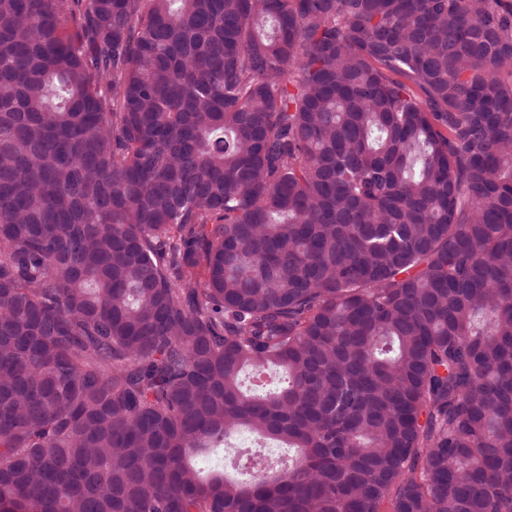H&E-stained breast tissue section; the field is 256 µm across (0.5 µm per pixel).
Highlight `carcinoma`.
Here are the masks:
<instances>
[{
	"label": "carcinoma",
	"instance_id": "1",
	"mask_svg": "<svg viewBox=\"0 0 512 512\" xmlns=\"http://www.w3.org/2000/svg\"><path fill=\"white\" fill-rule=\"evenodd\" d=\"M0 512H512V0H0Z\"/></svg>",
	"mask_w": 512,
	"mask_h": 512
}]
</instances>
